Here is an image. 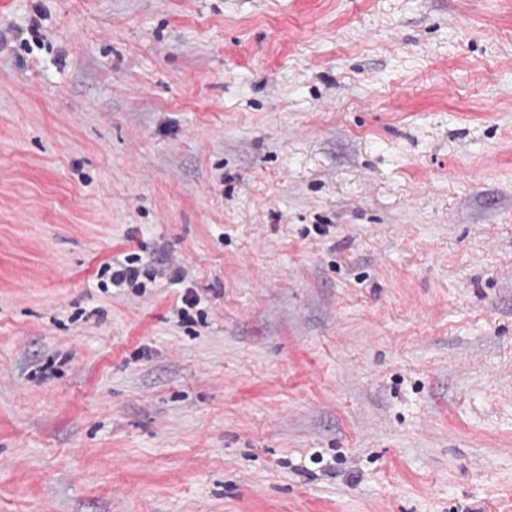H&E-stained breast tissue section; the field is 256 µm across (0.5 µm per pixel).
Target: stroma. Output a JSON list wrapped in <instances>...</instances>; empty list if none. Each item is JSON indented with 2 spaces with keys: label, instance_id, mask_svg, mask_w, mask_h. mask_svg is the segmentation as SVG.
Returning a JSON list of instances; mask_svg holds the SVG:
<instances>
[{
  "label": "stroma",
  "instance_id": "stroma-1",
  "mask_svg": "<svg viewBox=\"0 0 512 512\" xmlns=\"http://www.w3.org/2000/svg\"><path fill=\"white\" fill-rule=\"evenodd\" d=\"M0 512H512V0H0Z\"/></svg>",
  "mask_w": 512,
  "mask_h": 512
}]
</instances>
